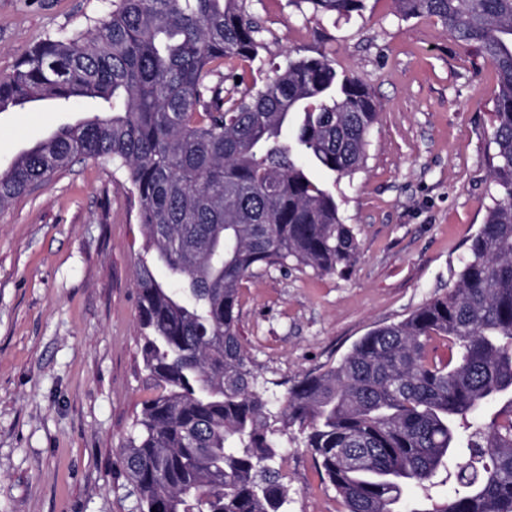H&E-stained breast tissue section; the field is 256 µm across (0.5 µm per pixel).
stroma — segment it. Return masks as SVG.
Instances as JSON below:
<instances>
[{
  "label": "stroma",
  "instance_id": "stroma-1",
  "mask_svg": "<svg viewBox=\"0 0 512 512\" xmlns=\"http://www.w3.org/2000/svg\"><path fill=\"white\" fill-rule=\"evenodd\" d=\"M100 0H0V76ZM264 60L327 55L379 105L367 160L334 194L360 250L346 273L255 270L237 329L263 390L337 365L371 329L455 287L485 221L494 69L434 17L366 0L336 18L302 0H251ZM75 112L40 103L0 112V170ZM143 232L130 184L86 158L0 210V512H138L119 460L155 392L140 353L134 286ZM288 512H341L298 426L272 424Z\"/></svg>",
  "mask_w": 512,
  "mask_h": 512
}]
</instances>
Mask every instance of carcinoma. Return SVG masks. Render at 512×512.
<instances>
[{
	"label": "carcinoma",
	"mask_w": 512,
	"mask_h": 512,
	"mask_svg": "<svg viewBox=\"0 0 512 512\" xmlns=\"http://www.w3.org/2000/svg\"><path fill=\"white\" fill-rule=\"evenodd\" d=\"M107 2L0 76V112L97 107L0 172V209L79 159L127 175L145 233L141 356L158 388L120 451L140 512H288L269 401L238 336L239 288L257 268L354 263V227L311 170H359L378 104L324 54L270 61L247 81L264 48L249 0ZM302 2L338 17L364 8ZM394 2L405 18H438L495 70L496 193L456 287L296 382L283 414L343 512H512V0ZM436 336L446 360L428 355ZM452 476L461 490L435 500Z\"/></svg>",
	"instance_id": "1"
}]
</instances>
